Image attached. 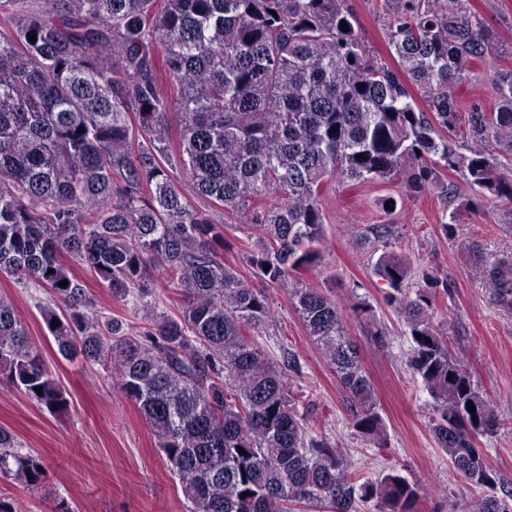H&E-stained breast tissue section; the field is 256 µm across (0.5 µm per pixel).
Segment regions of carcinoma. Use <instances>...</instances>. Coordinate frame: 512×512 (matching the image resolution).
Instances as JSON below:
<instances>
[{
    "instance_id": "cac0c4a2",
    "label": "carcinoma",
    "mask_w": 512,
    "mask_h": 512,
    "mask_svg": "<svg viewBox=\"0 0 512 512\" xmlns=\"http://www.w3.org/2000/svg\"><path fill=\"white\" fill-rule=\"evenodd\" d=\"M388 2L392 65L366 53L348 0H0V275L62 304L42 309L62 357L112 362L113 388L138 407L190 512L303 502L358 512L372 499L379 512H415L418 488L397 473L356 484L341 450L313 436L297 408L298 355L278 364L259 343L274 322L267 288L288 289L353 428L381 444L386 426L342 310L298 279L324 263L325 188L386 179L448 195L449 168L512 202V175L486 149L492 140L512 153V71L493 77L491 112L464 113L454 94L492 28L468 0ZM448 131L470 141L467 152ZM212 211L257 230L247 261L264 287L224 264L234 245ZM392 236L374 224L360 239ZM64 253L134 306L149 307L163 279L182 298L180 316L161 315L138 336L115 319L102 332ZM410 272L394 253L375 266L404 317L408 367L433 400L435 443L468 484L492 488L476 439L497 431V412L432 324L438 279L423 272L427 287L413 292ZM487 282L511 310L512 264L492 267ZM0 378L50 412L67 409L2 297ZM17 447L0 428V475L37 484L39 462ZM468 512H512V491Z\"/></svg>"
}]
</instances>
